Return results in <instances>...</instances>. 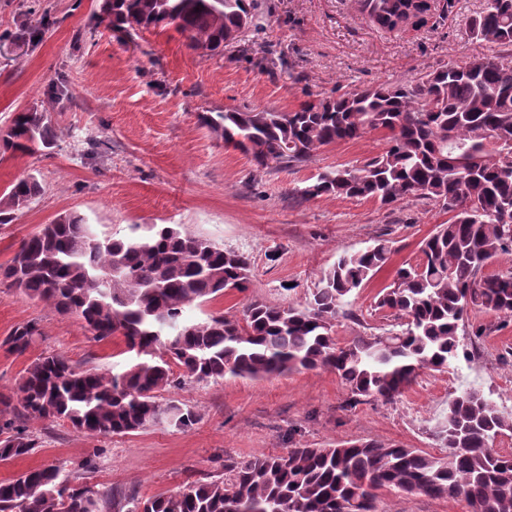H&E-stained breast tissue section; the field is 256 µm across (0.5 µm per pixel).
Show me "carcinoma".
Wrapping results in <instances>:
<instances>
[{
	"label": "carcinoma",
	"mask_w": 512,
	"mask_h": 512,
	"mask_svg": "<svg viewBox=\"0 0 512 512\" xmlns=\"http://www.w3.org/2000/svg\"><path fill=\"white\" fill-rule=\"evenodd\" d=\"M372 22L394 29L429 10L428 0H360ZM112 31L169 28L202 56L224 52L242 19L256 21L254 0H104ZM470 34L512 51V0H489L469 20ZM200 121L260 168L308 162L324 146L387 136L384 153L359 168L317 175L303 198L336 196L390 205L428 200L456 215L421 242L422 257L397 272L378 295L392 318L380 335L341 345L335 327L347 298L384 267L389 241L342 252L302 305L252 299L240 315L204 320L188 309L249 288L251 258L179 224L114 238L69 212L23 239L0 280L62 315H75L98 342L119 337L132 354L121 372L81 370L59 354L24 370L17 400L0 395V462L31 454L38 440L15 420L63 419L83 433L121 435L167 423L194 425L193 411L159 393L226 376L261 379L328 369L349 392L348 405L396 401L424 369L459 356L458 330L471 307L512 317V269L482 274L493 257L512 253V68L485 57L427 75L415 84H382L305 101L289 112L202 113ZM22 155L54 147L42 112H18L3 137ZM42 193L33 176L0 198V225ZM42 336L38 322L14 328L3 344L22 354ZM12 417L5 418L6 413ZM512 433L502 412L476 387L448 401L437 431L446 453L379 440L295 447L280 455L224 461V475L182 493L125 504L112 491L76 484L62 465L0 482V512H377L382 490L462 499L469 512H512V453L495 439Z\"/></svg>",
	"instance_id": "carcinoma-1"
}]
</instances>
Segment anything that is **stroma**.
<instances>
[{
  "mask_svg": "<svg viewBox=\"0 0 512 512\" xmlns=\"http://www.w3.org/2000/svg\"><path fill=\"white\" fill-rule=\"evenodd\" d=\"M103 0H0V35L40 27L41 40L0 60V133L15 113H47L52 149L19 156L0 148V193L32 175L43 191L12 223L0 225V268L20 241L68 212L113 237L133 225L180 224L227 249L250 256L247 292H233L190 312L235 314L248 299L304 302L338 254L390 239L387 264L351 297L335 327L338 341L379 332L387 318L378 293L399 268L416 263L420 243L448 220L440 206L406 198L303 199L298 188L343 166L360 167L387 147L384 133L321 148L293 168H257L198 121L202 112L289 111L300 103L383 83H411L448 66L512 53L471 37L470 17L487 0H455L433 10L424 26L389 31L374 25L359 0H257L258 25L223 54L203 57L174 30L125 36L101 20ZM60 84L55 102L47 86ZM35 320L41 338L25 353L2 342ZM483 326L474 337L472 327ZM464 358L442 371L423 370L395 403L346 407L348 392L334 372L302 370L261 380L192 382L162 392L196 415L187 430L160 425L128 435L90 437L62 419L24 420L39 441L29 455L0 463V481L60 462L79 482L111 487L118 497L175 494L223 470L228 458L281 454L297 445L324 447L378 439L433 456L448 400L461 385L479 387L512 413V318L468 312L459 332ZM59 352L77 368L122 371L129 357L120 340L95 342L73 315L0 284V394H13L25 368ZM379 512H469L463 500L384 491Z\"/></svg>",
  "mask_w": 512,
  "mask_h": 512,
  "instance_id": "35a3bbf8",
  "label": "stroma"
}]
</instances>
